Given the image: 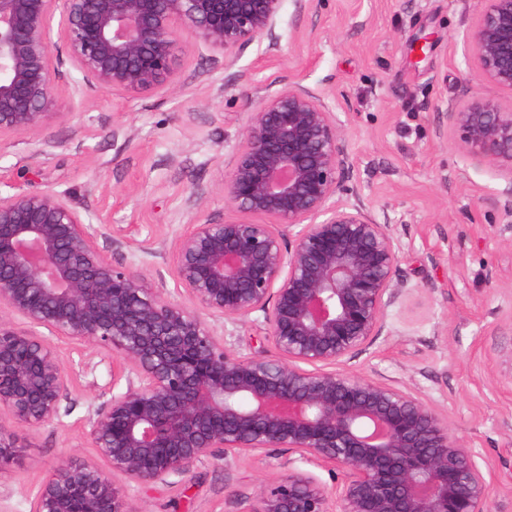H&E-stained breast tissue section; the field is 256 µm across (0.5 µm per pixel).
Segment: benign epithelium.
Here are the masks:
<instances>
[{
	"label": "benign epithelium",
	"instance_id": "7a95c632",
	"mask_svg": "<svg viewBox=\"0 0 512 512\" xmlns=\"http://www.w3.org/2000/svg\"><path fill=\"white\" fill-rule=\"evenodd\" d=\"M284 0H0V138L37 135L69 64L114 95L174 83L178 52L200 43L234 64L251 44L279 50ZM476 77L512 92V0H481L463 34ZM216 220L162 242L178 296L113 265L65 195L0 193V457L5 429L55 421L69 390L52 338L85 363L105 401L83 440L99 461L65 462L40 482L30 512H142L113 477L176 484L207 457L269 449L332 467V489L303 472L256 495L250 512H492L491 469L448 418L413 392L340 368L370 346L401 301L394 218L348 185L353 162L336 113L298 81L250 101ZM455 144L488 160L512 197V108L448 102ZM260 314L278 356L242 354L233 334ZM19 317L26 330L6 326ZM47 330L42 334L39 329ZM107 365L99 383L97 368Z\"/></svg>",
	"mask_w": 512,
	"mask_h": 512
}]
</instances>
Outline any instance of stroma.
I'll return each instance as SVG.
<instances>
[{"label": "stroma", "mask_w": 512, "mask_h": 512, "mask_svg": "<svg viewBox=\"0 0 512 512\" xmlns=\"http://www.w3.org/2000/svg\"><path fill=\"white\" fill-rule=\"evenodd\" d=\"M479 0H286L277 32L234 65L198 44L179 56L175 90L113 95L57 88L60 116L35 136L0 139V192L67 195L90 213L114 264L149 279L166 274L160 243L187 230L202 197L235 217L222 186L248 118V100L290 80L333 107L344 124L353 179L374 213L390 210L402 246L399 280L412 291L389 311L390 335L345 360L344 370L411 390L447 416L462 444L490 465L494 512H512V226L507 183L485 159L439 136L449 101L512 93L478 81L462 42ZM126 244L111 246L113 229ZM431 282L432 293L416 292ZM70 374L58 421L18 433L20 453L0 466V512H29L44 474L94 460L79 439L98 393L78 347L55 342ZM333 487L341 472L287 455L206 458L178 486L117 487L142 512H250L260 487L288 469Z\"/></svg>", "instance_id": "stroma-1"}]
</instances>
